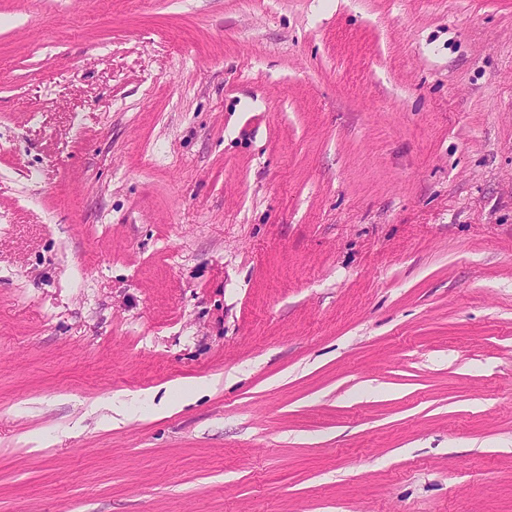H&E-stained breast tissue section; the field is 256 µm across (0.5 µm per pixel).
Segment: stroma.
<instances>
[{
	"label": "stroma",
	"instance_id": "stroma-1",
	"mask_svg": "<svg viewBox=\"0 0 512 512\" xmlns=\"http://www.w3.org/2000/svg\"><path fill=\"white\" fill-rule=\"evenodd\" d=\"M0 512H512V0H0Z\"/></svg>",
	"mask_w": 512,
	"mask_h": 512
}]
</instances>
